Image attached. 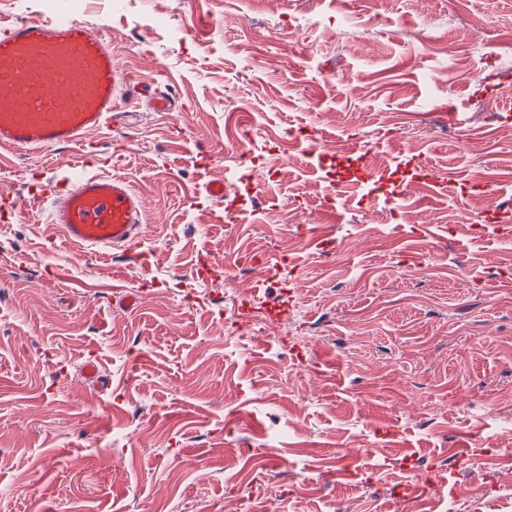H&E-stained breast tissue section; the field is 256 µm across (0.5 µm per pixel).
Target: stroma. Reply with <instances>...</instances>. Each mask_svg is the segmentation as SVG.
I'll return each mask as SVG.
<instances>
[{
	"instance_id": "1",
	"label": "stroma",
	"mask_w": 512,
	"mask_h": 512,
	"mask_svg": "<svg viewBox=\"0 0 512 512\" xmlns=\"http://www.w3.org/2000/svg\"><path fill=\"white\" fill-rule=\"evenodd\" d=\"M84 3L85 23L107 22L122 74L157 83L175 109L128 102L130 126L87 136L102 156L94 171L142 198L134 261L61 243L34 197L43 177L84 173L83 149L0 151V191L17 204L0 212V512H512V464L489 454H512V278L497 275L512 262V222L488 212L478 235L448 224L471 204L475 169L512 196V39L498 31L512 0H397L381 31L379 0L345 15L336 0ZM174 13L190 30L180 41L136 25ZM423 26L455 28L474 61L504 64L474 85L451 49L420 39ZM460 97L469 108L455 124ZM231 110L252 113L259 160L307 129L296 171L243 165ZM387 118L412 149L383 139ZM351 136L389 161L371 188L375 224L362 221L354 162L336 154ZM236 169L234 192L206 193ZM318 181L339 184L336 210L308 196ZM296 194L300 234L267 204ZM401 209L417 222L388 230ZM273 242L302 249L300 264L227 280L241 256L276 262ZM416 258L424 277L401 276ZM128 292L140 302L124 312L114 301ZM246 302L259 319L242 333L233 313ZM91 356L107 391L81 380ZM487 467L500 491L474 500ZM418 473L428 483L413 484Z\"/></svg>"
}]
</instances>
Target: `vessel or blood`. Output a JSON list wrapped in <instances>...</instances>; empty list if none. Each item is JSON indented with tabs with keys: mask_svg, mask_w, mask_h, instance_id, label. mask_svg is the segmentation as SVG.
Instances as JSON below:
<instances>
[{
	"mask_svg": "<svg viewBox=\"0 0 512 512\" xmlns=\"http://www.w3.org/2000/svg\"><path fill=\"white\" fill-rule=\"evenodd\" d=\"M148 92L122 78L106 36L81 22L0 25L1 150L82 143L117 123L120 101ZM39 197L63 241L124 257L137 249L142 199L124 178L87 173L63 184L46 179ZM82 375L94 390L109 385L97 358L85 361Z\"/></svg>",
	"mask_w": 512,
	"mask_h": 512,
	"instance_id": "1",
	"label": "vessel or blood"
}]
</instances>
